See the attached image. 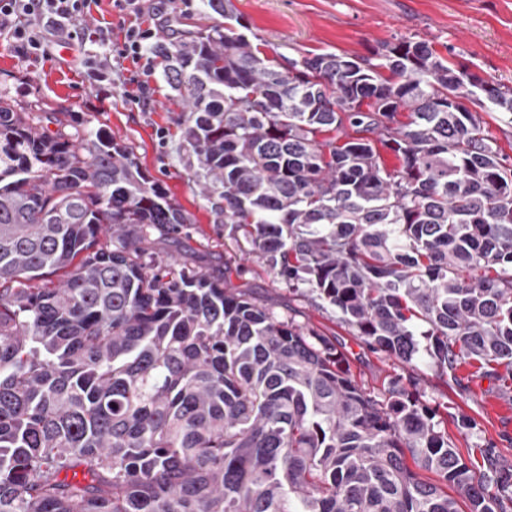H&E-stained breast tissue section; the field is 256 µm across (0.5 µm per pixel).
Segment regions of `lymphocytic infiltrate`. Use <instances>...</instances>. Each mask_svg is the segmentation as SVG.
<instances>
[{
    "label": "lymphocytic infiltrate",
    "mask_w": 512,
    "mask_h": 512,
    "mask_svg": "<svg viewBox=\"0 0 512 512\" xmlns=\"http://www.w3.org/2000/svg\"><path fill=\"white\" fill-rule=\"evenodd\" d=\"M101 0H0V31L12 40L25 57L48 56L57 36H65L75 44L97 40L101 55L89 58L76 55L75 62L86 70L95 86L125 83L124 61L138 63L145 55L155 33L137 26L124 28L121 39L113 40L107 30L90 31L78 22L90 16Z\"/></svg>",
    "instance_id": "1"
}]
</instances>
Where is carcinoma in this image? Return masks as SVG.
<instances>
[{
	"instance_id": "obj_1",
	"label": "carcinoma",
	"mask_w": 512,
	"mask_h": 512,
	"mask_svg": "<svg viewBox=\"0 0 512 512\" xmlns=\"http://www.w3.org/2000/svg\"><path fill=\"white\" fill-rule=\"evenodd\" d=\"M204 6L150 53L239 261L403 362L421 336L443 376L512 366V165L465 105L512 116V87L405 35L284 70ZM189 223L130 146L0 95V512H504L416 384L372 395L309 324L167 262Z\"/></svg>"
}]
</instances>
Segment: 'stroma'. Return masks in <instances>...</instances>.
<instances>
[{"label": "stroma", "mask_w": 512, "mask_h": 512, "mask_svg": "<svg viewBox=\"0 0 512 512\" xmlns=\"http://www.w3.org/2000/svg\"><path fill=\"white\" fill-rule=\"evenodd\" d=\"M236 13L267 44L268 55L287 63L297 53L333 52L367 55L369 48L414 35L432 41L445 58L484 80L512 86V0H232ZM144 79L154 88L151 105H132L124 88L101 97L71 62L52 51L43 60L19 56L0 35V94L17 103L39 105L57 114L90 121L118 141L130 145L152 179L190 214L192 222L165 253L179 265L224 271V219L217 199H206L193 178L192 155L185 150L179 123L185 105L171 92L159 62L144 58ZM225 272V271H224ZM228 274V273H227ZM226 285L249 292L260 301H276L279 313L329 336L350 361L368 391L383 392L393 377L415 380L424 400L448 412V435L464 458L479 467L488 459L512 470V369L495 373L463 364L451 379L440 378L426 352L405 363L367 348L341 324L335 312L289 294L272 273L257 263L228 274ZM470 427H462V418Z\"/></svg>", "instance_id": "obj_1"}]
</instances>
